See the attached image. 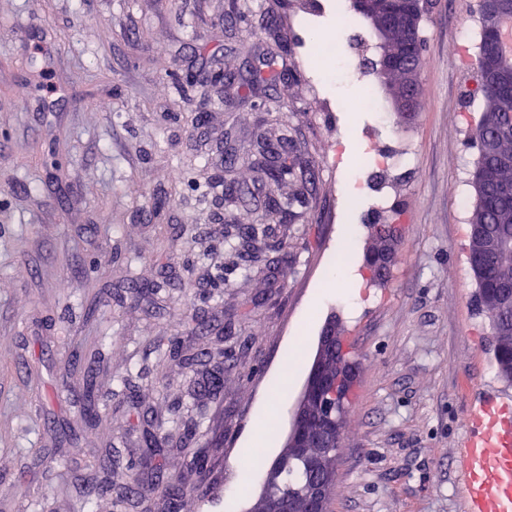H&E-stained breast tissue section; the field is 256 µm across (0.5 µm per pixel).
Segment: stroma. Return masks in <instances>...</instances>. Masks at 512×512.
Here are the masks:
<instances>
[{"label":"stroma","mask_w":512,"mask_h":512,"mask_svg":"<svg viewBox=\"0 0 512 512\" xmlns=\"http://www.w3.org/2000/svg\"><path fill=\"white\" fill-rule=\"evenodd\" d=\"M338 3L0 0V512H169L158 491L119 497L132 475H153L147 429L171 440L157 463L187 490L181 512H200L209 491V512H249L332 316L357 364L332 512H461L465 411L487 392L512 399L458 212L484 103L469 97L474 58L449 46L478 3L431 0L408 117L383 81L314 80L309 43L339 26ZM233 72L253 88L216 91ZM371 88L387 124L339 109ZM228 129L243 150L288 133L314 167L276 186L306 203L257 241L250 271L224 240L225 218L254 217L224 205ZM397 141L411 156L387 182L397 258L375 284L358 214L376 199L357 187ZM346 258L358 293L325 291ZM192 313L202 327L186 325ZM215 370L219 397L191 391ZM263 424L271 443L256 451Z\"/></svg>","instance_id":"35a3bbf8"}]
</instances>
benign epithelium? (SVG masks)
<instances>
[{
	"mask_svg": "<svg viewBox=\"0 0 512 512\" xmlns=\"http://www.w3.org/2000/svg\"><path fill=\"white\" fill-rule=\"evenodd\" d=\"M483 16L487 41L480 59V69L489 76L511 77L512 69L505 66L500 51V22L512 20V0H478ZM418 12L402 11L386 18V28L400 32L403 47L413 57H421ZM400 88L392 96L397 111L408 106L411 90L417 83L419 68L400 69ZM471 241L478 252L501 254L507 244L484 229L471 226ZM355 375V363L347 356V346L336 317H330L321 332L317 354L300 400L294 412L293 424L286 447L297 450L303 463L305 481L294 492L279 496L270 512H329L330 492L335 483V460L340 443L341 421L348 411V392Z\"/></svg>",
	"mask_w": 512,
	"mask_h": 512,
	"instance_id": "7a95c632",
	"label": "benign epithelium"
}]
</instances>
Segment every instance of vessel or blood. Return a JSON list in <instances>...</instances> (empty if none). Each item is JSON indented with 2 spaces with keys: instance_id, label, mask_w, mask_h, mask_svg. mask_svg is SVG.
<instances>
[{
  "instance_id": "b4317fda",
  "label": "vessel or blood",
  "mask_w": 512,
  "mask_h": 512,
  "mask_svg": "<svg viewBox=\"0 0 512 512\" xmlns=\"http://www.w3.org/2000/svg\"><path fill=\"white\" fill-rule=\"evenodd\" d=\"M466 420L462 512H512V400L486 397Z\"/></svg>"
}]
</instances>
